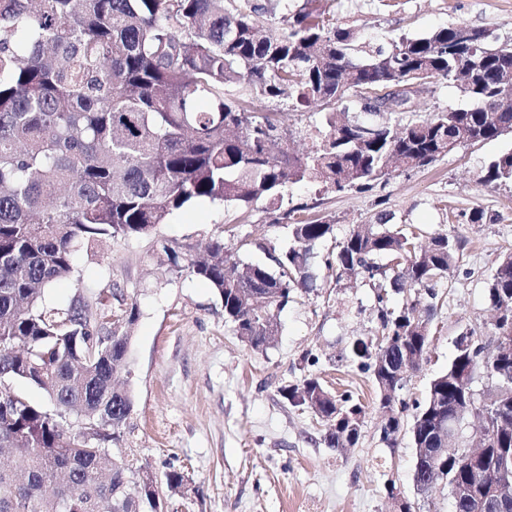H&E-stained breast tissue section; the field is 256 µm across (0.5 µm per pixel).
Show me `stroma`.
<instances>
[{
	"instance_id": "obj_1",
	"label": "stroma",
	"mask_w": 512,
	"mask_h": 512,
	"mask_svg": "<svg viewBox=\"0 0 512 512\" xmlns=\"http://www.w3.org/2000/svg\"><path fill=\"white\" fill-rule=\"evenodd\" d=\"M334 11L339 24L374 43L457 22L512 40V0H336ZM465 104L455 87L439 82L401 118ZM270 109L283 113L298 153L315 148L323 110L285 101ZM510 150L508 132L461 147L428 168L394 174L366 193L294 184L280 204H253L244 221L234 206L198 200L150 235L114 238L91 257L78 252L73 277L48 288L45 301L63 304L104 289L112 294L114 315H133L134 405L118 448L157 481L172 470L189 476L190 491L165 495L164 512H394L386 491L391 481L413 512H453L447 486L426 498L415 493L411 441L401 437L393 448L381 441L372 375L349 354L354 340L380 334L373 282L336 281L324 259L381 209L423 235L455 230L465 237L459 267L436 287L439 301L424 360L401 390L407 400H423L431 381L447 372L456 338L469 329L485 336L491 328L487 281L499 254L512 251V181L486 185L480 176ZM306 204L332 224L314 248L316 286L280 313L275 344L252 350L225 321L221 300L190 260L220 237L243 261L268 263L267 246L282 250L291 243L285 211ZM476 208L483 222L464 223L463 214ZM310 377L330 391L350 392L363 405L355 447H328L325 423L280 396L281 386Z\"/></svg>"
}]
</instances>
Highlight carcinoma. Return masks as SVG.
<instances>
[{
  "instance_id": "obj_1",
  "label": "carcinoma",
  "mask_w": 512,
  "mask_h": 512,
  "mask_svg": "<svg viewBox=\"0 0 512 512\" xmlns=\"http://www.w3.org/2000/svg\"><path fill=\"white\" fill-rule=\"evenodd\" d=\"M281 0H0V512H156L157 481L109 450L120 441L133 395L114 383L129 372L134 317L100 323L112 293L65 306L44 302L45 289L70 277L79 251L105 239L148 235L200 199L246 211L282 200L288 184L370 191L399 170L427 167L458 148L512 132V108L497 103L495 73L512 70V42L479 38L466 23L385 44L362 42L336 23L326 0H303L292 13ZM475 39L455 50L457 34ZM427 79L456 87L463 108L433 112L404 125L369 124L336 112L363 87ZM329 109L319 144L290 151L293 133L264 104ZM485 183L512 181V151L485 169ZM381 211L360 224L325 259L336 279L376 281L383 341L359 339L353 354L371 372L379 404L392 413V437L411 434L433 448L435 430L471 408L494 441L474 464L458 447L443 474L470 496L454 512H475L484 496L478 473L512 455V352L494 357L496 384L482 396L472 350L455 344L448 371L423 401H382L383 386L402 387L400 366L429 344L435 287L460 259L457 234L427 245ZM332 232L317 217L290 225L292 244L269 250L274 267L242 262L210 241L193 272L221 298L224 319L254 349L279 335V313L299 290L314 287L309 260ZM414 297L388 307L387 288ZM491 308L512 300V253L499 257L488 282ZM42 390L51 412L14 388ZM292 405L328 426L331 448L355 446L364 409L315 378L284 387ZM413 423L405 428V416ZM76 414L93 430L73 431ZM174 494L188 488L182 471L165 475Z\"/></svg>"
}]
</instances>
